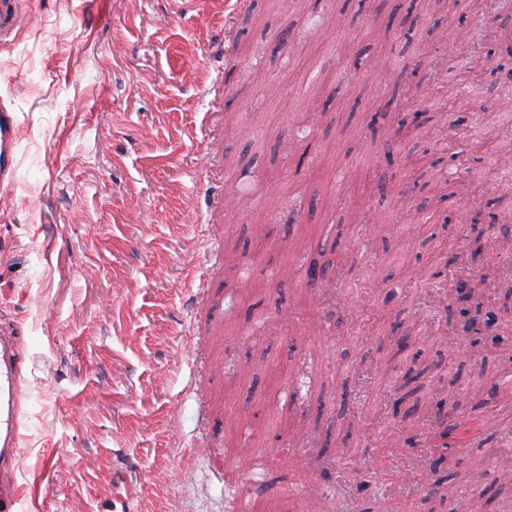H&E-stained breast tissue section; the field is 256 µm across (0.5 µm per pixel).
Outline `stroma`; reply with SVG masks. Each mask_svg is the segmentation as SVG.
I'll use <instances>...</instances> for the list:
<instances>
[{"label": "stroma", "instance_id": "stroma-1", "mask_svg": "<svg viewBox=\"0 0 512 512\" xmlns=\"http://www.w3.org/2000/svg\"><path fill=\"white\" fill-rule=\"evenodd\" d=\"M422 4L246 0L228 30L224 0H24L23 27L0 43V98L19 122L15 177L0 185V323L19 328L26 356L20 512H232L237 481L196 450L241 437L254 479L274 481L285 512H315L296 494L311 482L327 488L332 512H475L461 490L476 473L495 494L491 512H512V465L492 463L496 441L437 466L425 427L353 418L359 396L399 397L394 340L366 323L377 314L417 337L403 368L425 389L481 374L482 405L463 399L451 420L492 410L512 435V393L496 391L498 360L473 345L461 301L434 298L431 322L399 289L408 268L439 271L440 256L475 238L503 246L502 262L465 261V277L512 288V195L489 193L477 223H443L456 202L424 189L416 160L442 169L445 154L427 135L387 128L390 71L437 88L431 55L480 10L466 0L425 21ZM223 29L254 52L212 92L224 58L206 46ZM14 83L22 89L8 95ZM478 84L463 117L483 143L512 128V57L486 62ZM306 148L323 179L304 169L281 192L274 175ZM380 154L392 188L435 220L400 224L390 196L354 193L351 174ZM227 191L250 206L217 211ZM365 203L382 256L403 254L374 288L348 222ZM227 252L243 257L238 270L214 266ZM333 257L354 284L335 301L279 275ZM208 268L210 301L197 307L193 283ZM257 278L264 288L247 293ZM301 288L325 329L288 320ZM194 347L222 363L199 394ZM281 406L298 442L270 423ZM369 434L391 447H362Z\"/></svg>", "mask_w": 512, "mask_h": 512}]
</instances>
